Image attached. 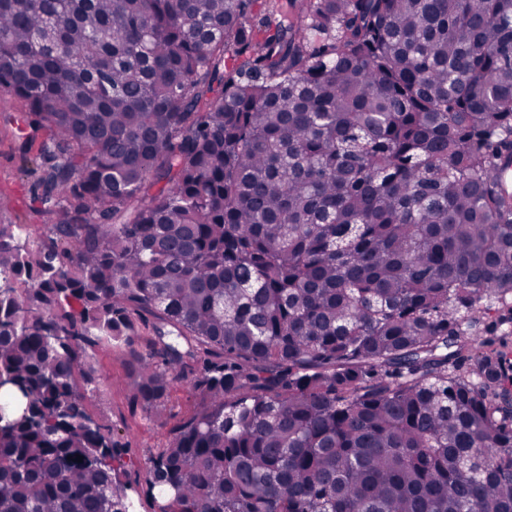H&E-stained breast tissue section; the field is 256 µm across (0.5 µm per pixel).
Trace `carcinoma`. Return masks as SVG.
<instances>
[{"label":"carcinoma","mask_w":512,"mask_h":512,"mask_svg":"<svg viewBox=\"0 0 512 512\" xmlns=\"http://www.w3.org/2000/svg\"><path fill=\"white\" fill-rule=\"evenodd\" d=\"M255 5L0 0V512H129L103 342L156 512H512V0ZM17 149L11 127L0 120V222L2 224H41L47 218L28 211V184L33 177ZM99 370L98 380L91 386L82 383V392L90 414L112 425L114 439L128 444L129 465L126 478L128 494L134 503L132 511L152 512V498L146 484V462L156 452L162 435L169 427L164 420H156L137 409L132 412L125 383V350L104 346L88 350Z\"/></svg>","instance_id":"carcinoma-1"}]
</instances>
